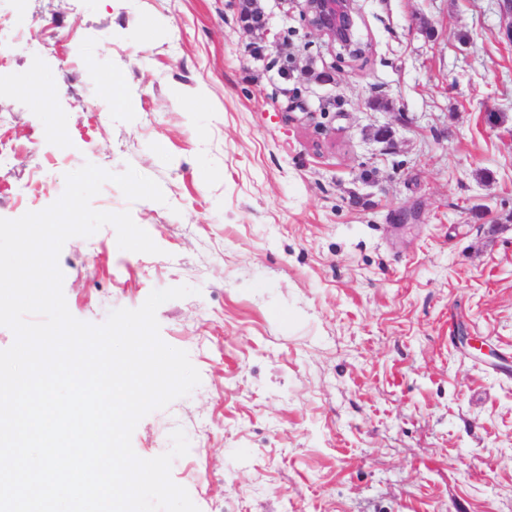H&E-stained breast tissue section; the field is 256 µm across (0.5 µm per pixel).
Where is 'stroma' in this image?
I'll use <instances>...</instances> for the list:
<instances>
[{"instance_id": "stroma-1", "label": "stroma", "mask_w": 512, "mask_h": 512, "mask_svg": "<svg viewBox=\"0 0 512 512\" xmlns=\"http://www.w3.org/2000/svg\"><path fill=\"white\" fill-rule=\"evenodd\" d=\"M0 0V218L67 173L113 226L58 264L78 320L150 292L201 382L138 423L200 512H512V40L499 0H356L352 60L298 0ZM327 80H320V73ZM121 75L127 108L100 111ZM389 138L379 139L380 127ZM494 357L461 348L457 326Z\"/></svg>"}]
</instances>
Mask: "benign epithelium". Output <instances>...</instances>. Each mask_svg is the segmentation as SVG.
Segmentation results:
<instances>
[{"instance_id":"obj_1","label":"benign epithelium","mask_w":512,"mask_h":512,"mask_svg":"<svg viewBox=\"0 0 512 512\" xmlns=\"http://www.w3.org/2000/svg\"><path fill=\"white\" fill-rule=\"evenodd\" d=\"M307 26L339 47L351 58L365 54L355 21L354 0H303Z\"/></svg>"}]
</instances>
